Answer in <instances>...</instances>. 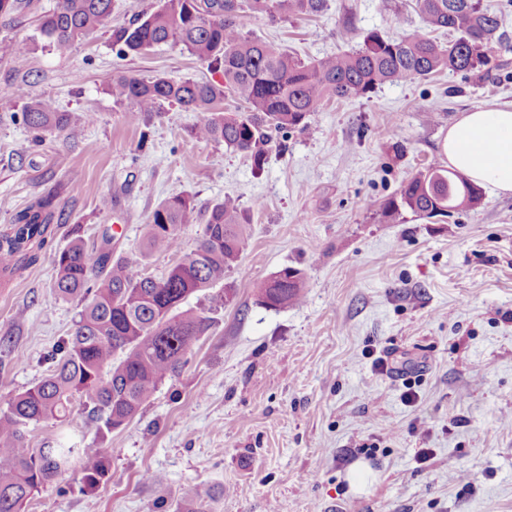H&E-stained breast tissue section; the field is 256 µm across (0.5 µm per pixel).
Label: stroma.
<instances>
[{"label":"stroma","mask_w":512,"mask_h":512,"mask_svg":"<svg viewBox=\"0 0 512 512\" xmlns=\"http://www.w3.org/2000/svg\"><path fill=\"white\" fill-rule=\"evenodd\" d=\"M157 3L115 0L107 26L64 55L38 31L57 0L0 16V88L26 92L0 100V231L48 193L57 206L44 246L0 278V408L44 376L71 330L80 302L52 283L56 254L75 237L110 233L115 256L158 277L173 256L145 258L140 245L165 198L184 193L203 210L232 196L251 220L238 265L189 299L213 324L179 375L119 430L74 419L78 447L109 449L111 481L85 490L69 471L27 512H512V195L484 192L439 222L380 214L403 179L446 165L443 140L462 113L512 102V51L479 74L332 100L308 130L277 135L283 150L258 171L245 154L189 136L203 113L170 106L133 124L113 102L107 82L118 74L222 80L167 45L116 54L113 27ZM239 22L310 61L421 19L414 0H326L316 16ZM29 97L94 119L34 142L22 120ZM287 266L306 275L304 301L265 305L261 284ZM359 461L373 475L356 491L347 473ZM217 486L223 496L199 504L198 491Z\"/></svg>","instance_id":"35a3bbf8"}]
</instances>
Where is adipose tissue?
Masks as SVG:
<instances>
[{"label": "adipose tissue", "instance_id": "adipose-tissue-1", "mask_svg": "<svg viewBox=\"0 0 512 512\" xmlns=\"http://www.w3.org/2000/svg\"><path fill=\"white\" fill-rule=\"evenodd\" d=\"M444 153L469 182L512 195V103L461 114L448 129Z\"/></svg>", "mask_w": 512, "mask_h": 512}]
</instances>
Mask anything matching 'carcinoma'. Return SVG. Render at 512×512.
Instances as JSON below:
<instances>
[{
    "mask_svg": "<svg viewBox=\"0 0 512 512\" xmlns=\"http://www.w3.org/2000/svg\"><path fill=\"white\" fill-rule=\"evenodd\" d=\"M113 2L58 0L40 18V33L54 50L67 53L104 24ZM324 5L325 0H158L156 10L112 31L117 54L178 47L221 72L223 82L121 74L110 79L108 92L115 103L131 107L127 118L132 123L160 114L167 105L205 113L190 128L191 138L243 153L259 171L275 146L273 133L306 130L309 117L325 101L367 97L386 83L426 79L446 70L479 72L489 53L504 46L498 34L502 16L482 0H417L422 25L398 38L370 30L358 49L310 63L251 38L238 23L246 10L274 21L316 15ZM438 29L448 30V42L429 35ZM227 96L244 109L224 111L220 104ZM22 118L38 135L70 131L76 124L48 98L29 99ZM481 199L480 187L448 169L429 166L402 181L381 213L393 218L409 211L432 218L441 207L472 209ZM54 217L51 197L18 213L9 231L0 234L1 278L13 273L17 256L44 243ZM201 221L194 251L158 278L134 273L114 258L112 236L106 233L98 245L76 238L55 257V293L84 305L70 336L56 346L47 374L0 411V512H24L49 479L73 465L85 489L112 480L108 449L88 451L60 441L32 448L27 428L47 420L67 426L73 415L83 414L110 433L132 420L158 385L178 375L195 342L212 327L203 309L187 306L188 299L224 283L250 235V218L229 196L203 216L190 198L176 195L154 209L141 243L146 256L176 253L184 227ZM306 288L301 270L284 267L263 283L259 297L270 307H282L301 302Z\"/></svg>",
    "mask_w": 512,
    "mask_h": 512,
    "instance_id": "cac0c4a2",
    "label": "carcinoma"
}]
</instances>
